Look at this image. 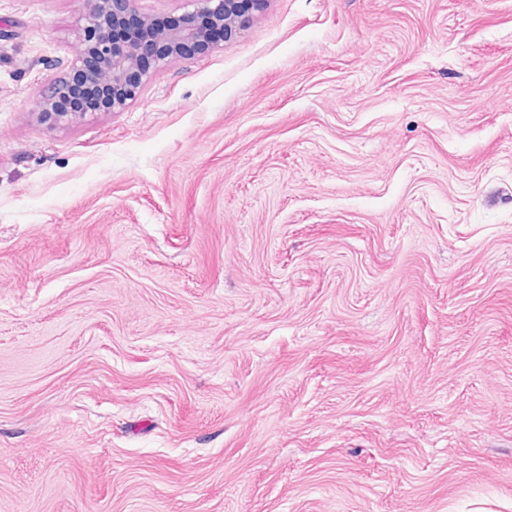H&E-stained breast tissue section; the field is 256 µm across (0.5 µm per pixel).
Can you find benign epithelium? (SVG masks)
Segmentation results:
<instances>
[{"instance_id":"1","label":"benign epithelium","mask_w":512,"mask_h":512,"mask_svg":"<svg viewBox=\"0 0 512 512\" xmlns=\"http://www.w3.org/2000/svg\"><path fill=\"white\" fill-rule=\"evenodd\" d=\"M138 0H87L80 49L67 77L37 102L40 122L60 128L90 113L121 112L163 64L212 45L210 35L232 38L250 20L241 0H186L191 6L169 26L140 14ZM86 92L83 109L65 105L70 83Z\"/></svg>"}]
</instances>
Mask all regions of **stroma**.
Returning a JSON list of instances; mask_svg holds the SVG:
<instances>
[{
    "label": "stroma",
    "mask_w": 512,
    "mask_h": 512,
    "mask_svg": "<svg viewBox=\"0 0 512 512\" xmlns=\"http://www.w3.org/2000/svg\"><path fill=\"white\" fill-rule=\"evenodd\" d=\"M0 0V512H512V0H265L121 112Z\"/></svg>",
    "instance_id": "stroma-1"
}]
</instances>
